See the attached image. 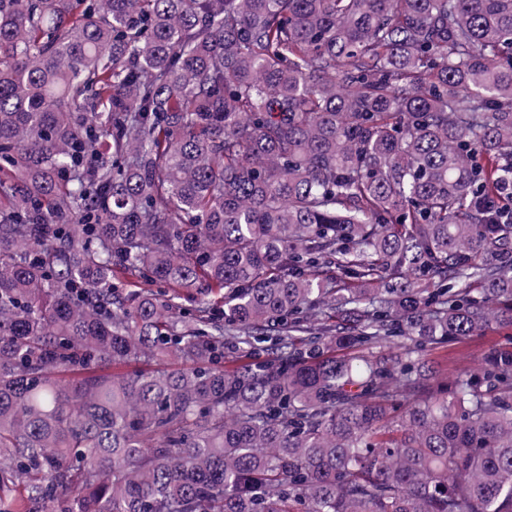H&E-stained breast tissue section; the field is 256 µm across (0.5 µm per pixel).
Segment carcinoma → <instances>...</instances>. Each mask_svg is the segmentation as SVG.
Returning <instances> with one entry per match:
<instances>
[{"mask_svg": "<svg viewBox=\"0 0 512 512\" xmlns=\"http://www.w3.org/2000/svg\"><path fill=\"white\" fill-rule=\"evenodd\" d=\"M494 197L512 0H0V512H512ZM491 344L512 347V328H494L484 336H474L463 342L444 344L430 351L429 358L441 369L443 376L451 377L457 369H473Z\"/></svg>", "mask_w": 512, "mask_h": 512, "instance_id": "carcinoma-1", "label": "carcinoma"}]
</instances>
